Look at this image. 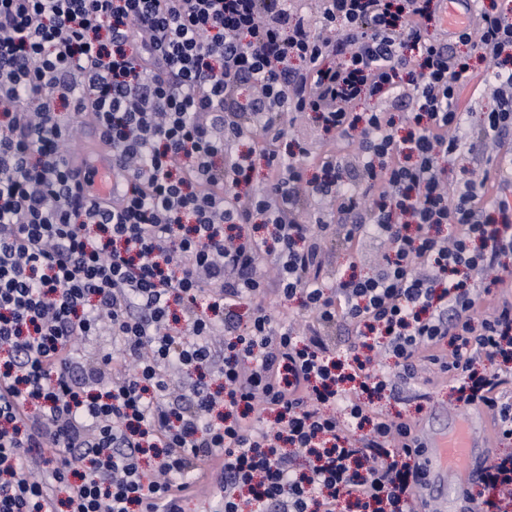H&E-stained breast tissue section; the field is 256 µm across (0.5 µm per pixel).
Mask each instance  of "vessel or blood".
Masks as SVG:
<instances>
[{"mask_svg": "<svg viewBox=\"0 0 512 512\" xmlns=\"http://www.w3.org/2000/svg\"><path fill=\"white\" fill-rule=\"evenodd\" d=\"M73 163L90 167L93 194H111L116 175L109 146L98 144L93 163H85L79 156L74 157ZM419 430L422 447L416 460L418 477L411 489L416 501L423 504L425 512H474L471 488L480 482L494 443L484 409L473 406L451 412L436 401L420 422Z\"/></svg>", "mask_w": 512, "mask_h": 512, "instance_id": "1", "label": "vessel or blood"}]
</instances>
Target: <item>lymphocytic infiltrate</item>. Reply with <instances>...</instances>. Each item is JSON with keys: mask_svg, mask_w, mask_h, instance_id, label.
<instances>
[{"mask_svg": "<svg viewBox=\"0 0 512 512\" xmlns=\"http://www.w3.org/2000/svg\"><path fill=\"white\" fill-rule=\"evenodd\" d=\"M318 7L316 29L286 0H0V512L171 510L218 453L221 512H415L417 422L379 400L419 361L512 440V168L458 165L512 129V19L435 34L433 0ZM475 82L497 106L472 137ZM306 112L322 154L280 123ZM87 122L108 198L70 162ZM338 230L387 244L376 273L326 285ZM481 482L482 512H512V455ZM97 160L89 163L92 171V185L90 190L93 194L105 197L112 194V186L116 183V175L112 168V150L109 146L97 144Z\"/></svg>", "mask_w": 512, "mask_h": 512, "instance_id": "1", "label": "lymphocytic infiltrate"}]
</instances>
